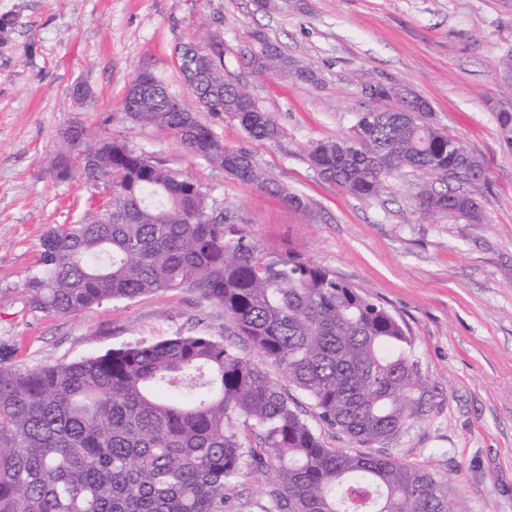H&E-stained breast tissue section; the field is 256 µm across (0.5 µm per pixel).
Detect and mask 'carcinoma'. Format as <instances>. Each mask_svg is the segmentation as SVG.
I'll use <instances>...</instances> for the list:
<instances>
[{
	"label": "carcinoma",
	"mask_w": 512,
	"mask_h": 512,
	"mask_svg": "<svg viewBox=\"0 0 512 512\" xmlns=\"http://www.w3.org/2000/svg\"><path fill=\"white\" fill-rule=\"evenodd\" d=\"M253 39L257 70L314 80L262 32ZM223 56L219 46L201 48L212 87L202 111L231 115L252 139H277L272 114L224 76ZM372 87L381 107L357 113L351 134L313 145L311 166L359 198L379 196L402 169L434 174L438 186L419 191L424 208L482 223L476 193L448 179L476 187L484 162L432 122L427 100L415 95L402 112L390 84ZM184 108L171 94L127 116L171 132L236 180L304 206ZM61 138L56 179L78 173L104 200L44 234L38 268L24 281L30 311L74 313L189 284L350 439L384 440L427 413L426 380L389 310L299 253L261 255L231 216L213 223L214 206L195 183L144 164L133 142L104 135L91 143L80 122ZM85 148L95 149L91 166ZM10 356L0 342V512H224L227 486L248 458L274 471L263 512H461L418 467L327 447L265 370L211 336L29 369L4 366Z\"/></svg>",
	"instance_id": "cac0c4a2"
}]
</instances>
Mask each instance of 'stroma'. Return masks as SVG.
<instances>
[{"label":"stroma","mask_w":512,"mask_h":512,"mask_svg":"<svg viewBox=\"0 0 512 512\" xmlns=\"http://www.w3.org/2000/svg\"><path fill=\"white\" fill-rule=\"evenodd\" d=\"M310 70L303 83L245 54L253 34ZM224 44V71L272 112L281 135L249 139L228 114L203 113L226 145L302 198L295 209L187 154L171 133L132 124L122 101L143 67L181 99L183 42ZM512 51V0H0V341L12 366L74 362L129 343L205 335L268 362L235 336L224 310L195 288L111 301L80 312L31 313L23 289L43 234L80 219L98 197L80 178L57 181L54 158L73 122L90 135L131 140L233 214L262 254L294 251L360 289L405 326L431 408L380 442L363 445L323 425L309 398L291 405L330 448L367 450L423 468L464 512H512V148L495 106L512 95L494 65ZM369 82L429 101L434 121L484 162V221L465 224L417 203L429 176L401 170L362 199L311 166L313 143L347 135L375 108ZM84 85L86 99L73 96ZM269 485L245 469L228 486L236 512H260Z\"/></svg>","instance_id":"obj_1"}]
</instances>
